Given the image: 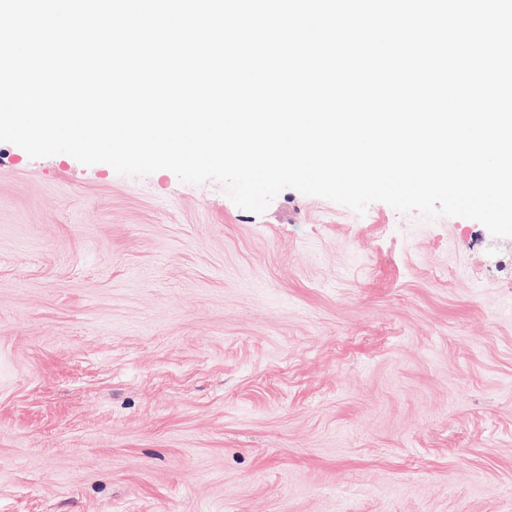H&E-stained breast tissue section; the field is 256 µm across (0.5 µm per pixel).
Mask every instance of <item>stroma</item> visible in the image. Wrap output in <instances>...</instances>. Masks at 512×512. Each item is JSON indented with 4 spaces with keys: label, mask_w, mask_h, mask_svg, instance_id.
I'll return each mask as SVG.
<instances>
[{
    "label": "stroma",
    "mask_w": 512,
    "mask_h": 512,
    "mask_svg": "<svg viewBox=\"0 0 512 512\" xmlns=\"http://www.w3.org/2000/svg\"><path fill=\"white\" fill-rule=\"evenodd\" d=\"M0 512H512V238L0 142Z\"/></svg>",
    "instance_id": "stroma-1"
}]
</instances>
